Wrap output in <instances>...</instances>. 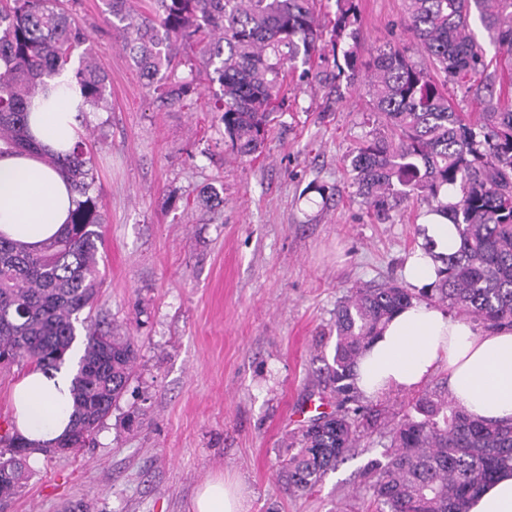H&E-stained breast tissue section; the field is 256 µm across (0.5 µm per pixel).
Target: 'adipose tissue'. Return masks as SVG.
Masks as SVG:
<instances>
[{
  "mask_svg": "<svg viewBox=\"0 0 512 512\" xmlns=\"http://www.w3.org/2000/svg\"><path fill=\"white\" fill-rule=\"evenodd\" d=\"M85 103L69 75L50 82L48 93L35 97L29 126L43 149L0 155V237L39 250L60 235L75 207L66 176L45 161L50 152L70 150L79 141L78 119ZM421 239L433 250L416 248L404 267L405 280L429 288L437 280L436 255L454 250L458 237L447 217H423ZM446 371L455 403L481 418L512 422V329H480L464 316L416 303L401 309L366 347L354 383L366 397L411 391L437 371ZM15 428L41 451L68 433L72 411L71 377L66 370H27L12 390ZM250 498L238 478L207 479L195 491L191 512H249ZM468 512H512V472L488 482L470 501Z\"/></svg>",
  "mask_w": 512,
  "mask_h": 512,
  "instance_id": "ef3b65f1",
  "label": "adipose tissue"
}]
</instances>
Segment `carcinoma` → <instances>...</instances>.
Listing matches in <instances>:
<instances>
[{
	"instance_id": "obj_1",
	"label": "carcinoma",
	"mask_w": 512,
	"mask_h": 512,
	"mask_svg": "<svg viewBox=\"0 0 512 512\" xmlns=\"http://www.w3.org/2000/svg\"><path fill=\"white\" fill-rule=\"evenodd\" d=\"M106 2L123 50L159 105L183 103L203 75L219 84L211 111L220 113L224 137L240 157L264 145L284 106L286 70L302 67L301 77L317 79L338 98L357 75L355 0H336L326 44L316 0H153L148 14L131 0ZM405 21L431 68L401 48L369 64L365 94L379 126L349 154L350 187L381 220L425 200L428 211L445 213L454 225L458 246L435 256L442 267L428 290L381 283L352 288L337 303L332 359L322 361L338 409L291 436L280 474L293 493L315 487L355 447L363 396L354 367L397 311L424 301L485 329L512 327V0H406ZM476 24L488 43L478 39ZM85 42L64 0H0V150L38 149L28 130L29 106L64 72L89 107L102 106L103 65L85 53L75 56ZM197 48L201 69L190 56ZM327 51L330 71L319 69ZM183 63L185 76L177 73ZM456 87L473 94L479 112L455 110ZM50 165L71 180L75 209L65 233L36 253L0 237V364L59 370L76 341V324H84L72 425L91 441L127 388L137 349L131 338L80 318L95 306L102 283L97 242L106 219L94 196L91 156L79 142ZM29 454L16 432L0 434V501L27 479ZM383 457L365 471L379 512H467L485 483L512 469V423L487 422L437 387L409 403Z\"/></svg>"
}]
</instances>
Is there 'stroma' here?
<instances>
[{"instance_id": "1", "label": "stroma", "mask_w": 512, "mask_h": 512, "mask_svg": "<svg viewBox=\"0 0 512 512\" xmlns=\"http://www.w3.org/2000/svg\"><path fill=\"white\" fill-rule=\"evenodd\" d=\"M71 8L108 84L85 119L106 216L98 311L138 356L94 445L43 457L0 512H191L218 474L242 480L250 512H377L364 469L386 427L365 430L310 491L289 492L279 474L289 434L336 408L322 358L338 301L355 285L403 282L427 208L414 201L384 222L352 197L345 158L370 130L363 83L331 103L305 81L261 154L241 158L207 107L213 86L157 107L106 0ZM358 13L361 64L411 47L404 0H358ZM211 187L217 200L201 204Z\"/></svg>"}]
</instances>
